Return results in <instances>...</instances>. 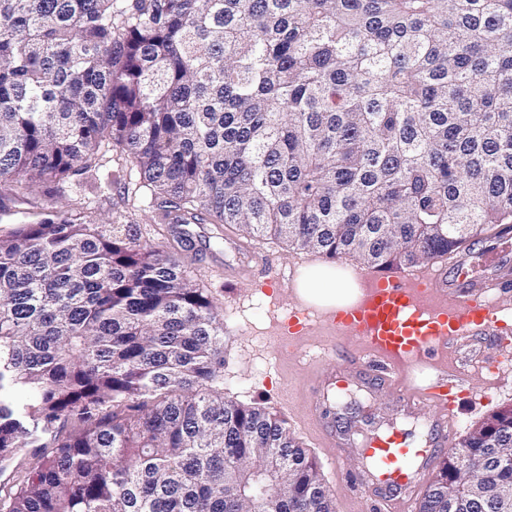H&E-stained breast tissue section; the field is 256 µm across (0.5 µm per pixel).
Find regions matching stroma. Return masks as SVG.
I'll list each match as a JSON object with an SVG mask.
<instances>
[{"mask_svg": "<svg viewBox=\"0 0 512 512\" xmlns=\"http://www.w3.org/2000/svg\"><path fill=\"white\" fill-rule=\"evenodd\" d=\"M95 181L105 184L102 193L93 192L91 180L78 176L66 180L61 198L66 203L87 201L100 220L114 224L134 225L141 239L175 253L188 274L206 288L224 316V394L246 405L255 403L286 419L294 436L315 457L324 483L329 487L336 512H388L386 506L371 500L365 488L357 482L361 464L356 448L342 450L339 464H331L325 448L301 428L307 414L304 399L306 381L323 367L317 356L328 341L320 326L310 325L308 344L294 349L291 355H280L270 335L274 318L285 317L293 298L286 288L271 286L261 278L229 277L225 264L236 257L224 243V229L215 224L191 225L190 235L174 232L171 225L160 223L153 207L150 190L124 156L108 151L100 160ZM122 170L121 183H112L115 170ZM56 200L47 188L33 191L12 184L0 185V211L10 222L24 221L28 214L49 208ZM264 262L286 266L301 262V276L316 271L342 273L352 271L357 276L374 275V268L346 257L335 261L317 253L300 250L277 239L257 238ZM501 330L498 336H477L450 346L457 373L465 382L460 413L449 447H458L465 436L493 412L512 406V294L500 298ZM493 365L495 371L487 380L475 378L474 369ZM356 393L362 404L379 407L380 411L396 414L398 393L387 384L371 385L362 377H354L347 389L332 391V403L346 401L348 393Z\"/></svg>", "mask_w": 512, "mask_h": 512, "instance_id": "1", "label": "stroma"}]
</instances>
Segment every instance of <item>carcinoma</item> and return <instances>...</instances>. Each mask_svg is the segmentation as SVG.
<instances>
[{"label": "carcinoma", "mask_w": 512, "mask_h": 512, "mask_svg": "<svg viewBox=\"0 0 512 512\" xmlns=\"http://www.w3.org/2000/svg\"><path fill=\"white\" fill-rule=\"evenodd\" d=\"M121 150L166 224L379 269L512 228V0H0V183ZM68 433H63L65 427ZM6 512H335L286 420L224 396V316L177 257L83 205L0 227ZM288 469L261 491L244 470ZM418 512H499L512 407ZM50 451L51 449L49 448H24L0 472V485L8 488L22 483L34 463L44 454L50 453Z\"/></svg>", "instance_id": "cac0c4a2"}]
</instances>
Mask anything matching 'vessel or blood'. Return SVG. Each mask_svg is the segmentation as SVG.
I'll list each match as a JSON object with an SVG mask.
<instances>
[{
  "instance_id": "obj_1",
  "label": "vessel or blood",
  "mask_w": 512,
  "mask_h": 512,
  "mask_svg": "<svg viewBox=\"0 0 512 512\" xmlns=\"http://www.w3.org/2000/svg\"><path fill=\"white\" fill-rule=\"evenodd\" d=\"M501 288H512V237L507 235L477 253L453 255L441 268L362 279L356 297L346 305H305L289 315L284 335L289 346L303 345L312 315L332 334L354 337L363 351L361 358L317 375L312 411L323 409L326 391L374 363L384 367L376 381L400 392L403 418H412L420 406L431 407L419 435L393 425L374 432L361 451L368 491L390 512H406L410 495L422 486L440 449L447 447L459 412L460 380L453 368L442 366L440 379L425 387L416 385L415 370L469 333L495 330Z\"/></svg>"
}]
</instances>
